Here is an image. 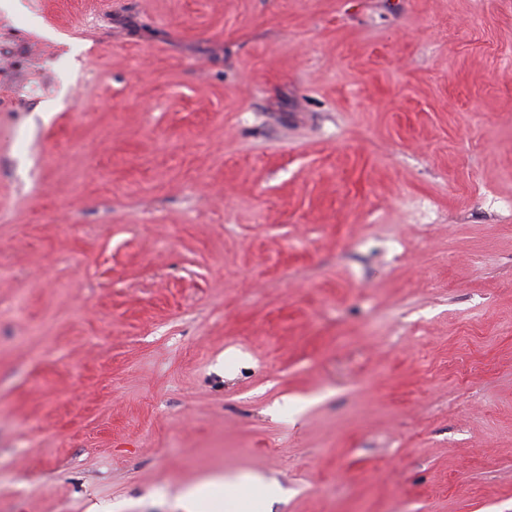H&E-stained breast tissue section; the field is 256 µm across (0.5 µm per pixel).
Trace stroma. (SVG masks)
<instances>
[{
    "label": "stroma",
    "mask_w": 512,
    "mask_h": 512,
    "mask_svg": "<svg viewBox=\"0 0 512 512\" xmlns=\"http://www.w3.org/2000/svg\"><path fill=\"white\" fill-rule=\"evenodd\" d=\"M0 9V512H512V0ZM227 493L236 496L242 491L250 492L253 490L259 495H265L266 498L270 497L271 489L266 486L258 476H250L244 480H229L225 483L224 489ZM212 487L211 481H203L188 487L181 495L185 512H196L194 509L210 495Z\"/></svg>",
    "instance_id": "1"
}]
</instances>
